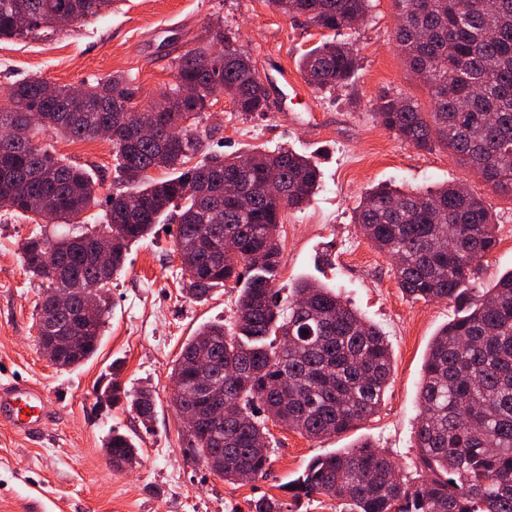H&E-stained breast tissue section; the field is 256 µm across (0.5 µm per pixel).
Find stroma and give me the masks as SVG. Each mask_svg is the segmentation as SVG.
I'll return each mask as SVG.
<instances>
[{
  "label": "stroma",
  "instance_id": "35a3bbf8",
  "mask_svg": "<svg viewBox=\"0 0 512 512\" xmlns=\"http://www.w3.org/2000/svg\"><path fill=\"white\" fill-rule=\"evenodd\" d=\"M395 0H371L366 21L344 37L359 50L356 79L334 93L304 80L300 57L320 43L323 30L287 17L265 0H116L111 12L48 35L0 40V106L4 89L39 77L78 87L121 73L141 88L142 103L159 100L174 82L175 59L212 24L235 32L267 90V112L244 116L224 98L203 115L212 152L233 156L280 146L315 156L321 187L301 211H288L279 227L281 260L275 287L288 296L295 281L315 278L340 291L385 332L392 356L390 385L379 412L339 437L314 441L271 425V464L255 481L228 483L184 453L183 423L172 405L170 373L184 343L203 323L229 321L238 289L219 288L204 302L185 297L175 254V232L155 225L131 244L124 270L109 288L110 308L94 357L60 371L42 356L37 340L43 290L29 278L21 247L34 233L69 230L36 216L0 209V380L41 386L52 406L41 434L32 438L0 423V512H251L254 500L274 497L283 512H342L321 495L294 500L289 482L318 455L370 440L396 465L414 472L413 432L418 390L429 345L459 314L449 301L413 300L398 288L391 258L371 246L353 221L362 193L377 185L434 187L465 182L496 215L495 248L482 260L476 282L485 286L512 269V198L494 193L461 167L447 149L420 151L381 126L371 109L380 91L428 105L425 88L407 69L393 41ZM53 155L86 168L110 193L114 177L109 140L46 136ZM126 389H151L152 423L142 424L125 404L99 400L109 373ZM113 428L139 447L132 467L114 468L101 440Z\"/></svg>",
  "mask_w": 512,
  "mask_h": 512
}]
</instances>
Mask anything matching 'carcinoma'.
<instances>
[{
  "label": "carcinoma",
  "instance_id": "1",
  "mask_svg": "<svg viewBox=\"0 0 512 512\" xmlns=\"http://www.w3.org/2000/svg\"><path fill=\"white\" fill-rule=\"evenodd\" d=\"M114 0H0V39L54 30L60 20L98 17ZM285 16H303L316 28L352 29L364 21L371 0H266ZM394 39L407 68L427 88L431 109L413 97L385 91L372 105L377 121L417 150H450L470 174L494 193L512 198V0H396ZM199 45L176 58L175 83L150 104L156 131L132 141L140 88L122 74L89 83L75 94L65 85L45 93L31 78L10 90L13 109L0 111V209L30 213L40 202L47 215L68 224L98 205L100 184L83 167L65 163L35 143L55 134L111 140L121 153L114 167L116 191L106 195L103 223L51 240H26V272L46 283L39 318L54 315V288H69L74 306L91 287L104 290L125 267L130 244L147 238L166 219L178 224L176 247L182 292L207 299L229 283L241 285L230 321L200 325L172 369L182 387L176 410L207 405L194 384L190 361L204 351L208 371L224 388L234 416L184 440V452L209 456L207 466L234 483L247 473L266 475L268 449L259 443L276 421L311 439L341 435L374 416L391 376L384 334L339 292L302 280L280 299L273 288L280 265L279 225L285 211L305 206L319 187V163L289 148L251 150L218 157L205 137L188 129L172 144L168 129L190 113L197 119L225 89L236 111L250 116L269 108L261 76L250 55L224 28L206 30ZM360 58L348 41L325 39L305 52L299 69L316 91L345 86ZM202 92L181 96V88ZM200 156L193 166L191 157ZM275 169L288 202L266 193ZM153 170L166 176L155 179ZM236 177L251 197L243 213L231 198L200 195ZM355 223L377 250L397 257L401 291L415 300L452 301L461 316L434 336L423 368L414 447L422 474L396 469L391 457L369 442L312 458L288 484L293 498L315 494L341 500L345 512H512V270L488 288L476 286L481 260L497 243L496 220L483 199L462 186L364 192ZM112 239V261L100 269L93 253L96 231ZM57 318L54 334L77 337L76 350L59 367L77 368L96 353L105 326ZM104 389L112 404L126 402L142 423L153 420L149 389L132 392L117 378ZM112 465L130 464L139 448L114 429L103 442Z\"/></svg>",
  "mask_w": 512,
  "mask_h": 512
}]
</instances>
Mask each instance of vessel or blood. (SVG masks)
Masks as SVG:
<instances>
[{"mask_svg": "<svg viewBox=\"0 0 512 512\" xmlns=\"http://www.w3.org/2000/svg\"><path fill=\"white\" fill-rule=\"evenodd\" d=\"M50 417L45 390L39 386L12 382L0 385V421L35 437Z\"/></svg>", "mask_w": 512, "mask_h": 512, "instance_id": "b4317fda", "label": "vessel or blood"}]
</instances>
